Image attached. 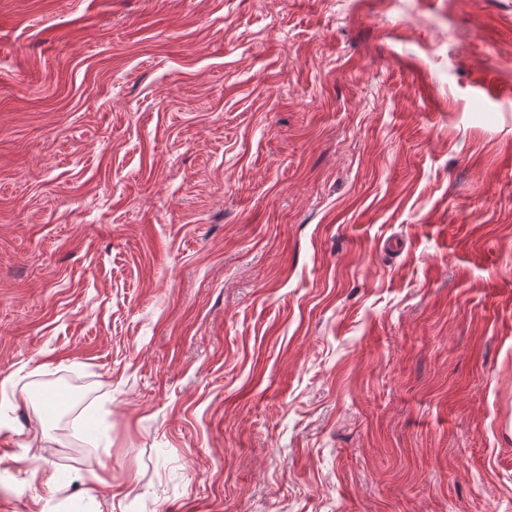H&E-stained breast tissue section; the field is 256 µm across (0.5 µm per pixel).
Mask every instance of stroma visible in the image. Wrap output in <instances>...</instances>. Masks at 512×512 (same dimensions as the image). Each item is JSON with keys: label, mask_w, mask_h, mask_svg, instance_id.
<instances>
[{"label": "stroma", "mask_w": 512, "mask_h": 512, "mask_svg": "<svg viewBox=\"0 0 512 512\" xmlns=\"http://www.w3.org/2000/svg\"><path fill=\"white\" fill-rule=\"evenodd\" d=\"M0 512H512V0H0Z\"/></svg>", "instance_id": "obj_1"}]
</instances>
